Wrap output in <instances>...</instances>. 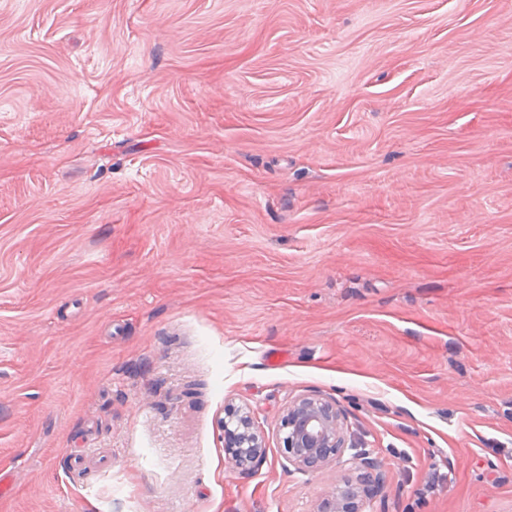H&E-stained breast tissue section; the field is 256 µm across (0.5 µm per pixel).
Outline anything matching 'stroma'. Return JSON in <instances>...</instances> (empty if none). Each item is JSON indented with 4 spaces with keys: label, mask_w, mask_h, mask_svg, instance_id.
<instances>
[{
    "label": "stroma",
    "mask_w": 512,
    "mask_h": 512,
    "mask_svg": "<svg viewBox=\"0 0 512 512\" xmlns=\"http://www.w3.org/2000/svg\"><path fill=\"white\" fill-rule=\"evenodd\" d=\"M311 394L512 512V0H0V512H317ZM279 432L285 457L303 471H314L331 462L340 464L345 448L342 413L336 402L318 395L291 403L280 419ZM224 453L234 469L249 473L256 469L265 458L263 439L255 429L249 411L228 406L225 411Z\"/></svg>",
    "instance_id": "obj_1"
}]
</instances>
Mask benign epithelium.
I'll list each match as a JSON object with an SVG mask.
<instances>
[{"mask_svg":"<svg viewBox=\"0 0 512 512\" xmlns=\"http://www.w3.org/2000/svg\"><path fill=\"white\" fill-rule=\"evenodd\" d=\"M225 458L234 469L249 473L265 458L263 439L250 412L234 406L225 409L223 421ZM279 432L285 457L303 471L339 463L345 451L342 413L336 402L318 395L291 403L280 419ZM367 476L353 483L340 478L325 492L318 512H362L368 486L381 481L372 474L376 465L366 463Z\"/></svg>","mask_w":512,"mask_h":512,"instance_id":"1","label":"benign epithelium"}]
</instances>
